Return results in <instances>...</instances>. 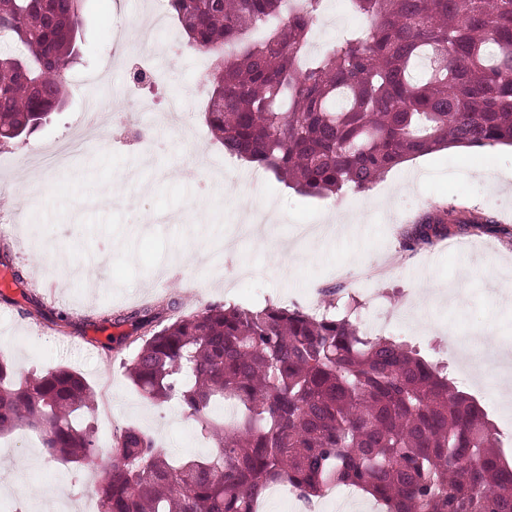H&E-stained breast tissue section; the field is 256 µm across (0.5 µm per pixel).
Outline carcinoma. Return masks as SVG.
Segmentation results:
<instances>
[{"mask_svg":"<svg viewBox=\"0 0 512 512\" xmlns=\"http://www.w3.org/2000/svg\"><path fill=\"white\" fill-rule=\"evenodd\" d=\"M85 0H0V143L65 106ZM369 20L316 57L324 0H167L189 48L213 55L204 119L230 155L288 187L364 192L407 158L512 146V0H349ZM490 220L438 209L408 247ZM210 304L174 318L172 300L101 321L140 342L126 369L154 403L177 401L204 456L170 460L128 426L114 440L99 512H254L270 485L310 501L353 486L384 512H512V464L479 402L448 366L398 336H370L336 312ZM94 393L75 370L22 378L0 355V436L25 427L50 459L99 454Z\"/></svg>","mask_w":512,"mask_h":512,"instance_id":"carcinoma-1","label":"carcinoma"}]
</instances>
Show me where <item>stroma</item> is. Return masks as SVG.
<instances>
[{
    "label": "stroma",
    "instance_id": "obj_1",
    "mask_svg": "<svg viewBox=\"0 0 512 512\" xmlns=\"http://www.w3.org/2000/svg\"><path fill=\"white\" fill-rule=\"evenodd\" d=\"M148 0H92L86 14L83 57L71 71L64 108L31 137L0 147V157H24L39 147L83 133V113L95 106L102 129L85 150L59 171L39 173L48 198L13 207L0 225L7 257L0 277L22 270L24 282L8 284L0 302V350L18 374L67 365L94 391L96 405L110 404L111 426L93 418L102 453L127 425L153 435L163 451L179 459L207 454L191 420L173 403L148 402L128 378L122 362L136 351L126 342L105 349L108 336L93 326L106 310H128L176 299L186 315L208 304L257 309L268 304L310 307L313 291L340 285L343 298L359 303L361 329L401 336L423 356L446 364L457 387L475 399L495 423L502 442L512 441V410L498 393L499 363L469 370L458 353L475 333L512 348V147L483 151L440 150L415 157L379 179L369 190L328 197L300 194L260 171L247 176L244 161L225 154L204 120L206 96L193 93L200 61L180 46L157 60L155 81L142 91L156 102L186 95V115L198 126L203 147L181 142L155 125L149 112L127 126L112 118L114 94L130 82L138 54L134 27L147 19ZM336 25L314 27L309 52H323L343 30L365 25L348 0H326ZM455 207L487 218L485 229L456 234L414 251L403 234L427 212ZM299 224L323 226L321 234L297 239ZM56 260L79 259L84 276L59 277ZM253 270L236 281L239 267ZM462 285L453 298L425 299L433 288ZM34 293L68 317L61 327L22 316L14 300ZM0 471L18 473L0 487V502L46 512L62 503L67 512H87L86 493L96 479L93 464L67 468L38 447L0 439Z\"/></svg>",
    "mask_w": 512,
    "mask_h": 512
}]
</instances>
